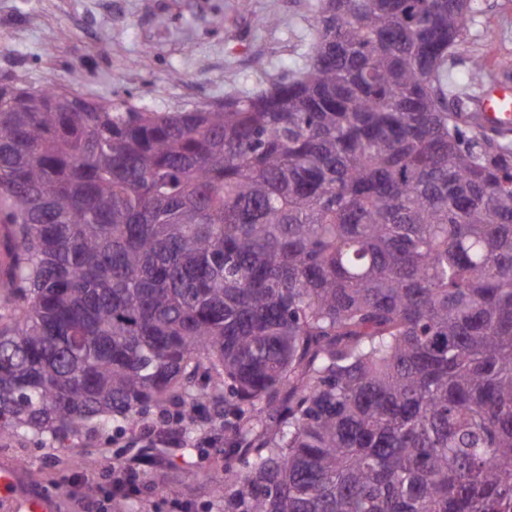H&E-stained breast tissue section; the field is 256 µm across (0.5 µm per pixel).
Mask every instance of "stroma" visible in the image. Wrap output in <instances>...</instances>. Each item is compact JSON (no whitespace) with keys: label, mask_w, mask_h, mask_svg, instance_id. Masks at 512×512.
Masks as SVG:
<instances>
[{"label":"stroma","mask_w":512,"mask_h":512,"mask_svg":"<svg viewBox=\"0 0 512 512\" xmlns=\"http://www.w3.org/2000/svg\"><path fill=\"white\" fill-rule=\"evenodd\" d=\"M468 34L452 54V77L466 83L481 61L483 89L512 86V0H478ZM318 0H0V74L31 88L47 78L91 101L129 100L177 112L270 89L308 62ZM67 38L48 46L52 32ZM155 409L140 411L123 436L81 433L69 455L48 441L0 437V461L28 458L31 486L57 497L62 512H83L100 494L98 476L116 459L139 458V434L158 425ZM197 449L170 453L137 470V492L125 512H224L213 493L224 479V454L209 446L205 418L188 427ZM95 460L85 469V456Z\"/></svg>","instance_id":"35a3bbf8"}]
</instances>
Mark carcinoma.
I'll list each match as a JSON object with an SVG mask.
<instances>
[{
  "label": "carcinoma",
  "instance_id": "carcinoma-1",
  "mask_svg": "<svg viewBox=\"0 0 512 512\" xmlns=\"http://www.w3.org/2000/svg\"><path fill=\"white\" fill-rule=\"evenodd\" d=\"M476 0H320L309 62L155 112L0 76V434L223 408L224 512H512V138ZM477 1L479 10L470 23L468 34L455 47L451 56L452 77L462 86H466L472 62L481 61L485 79L473 92L472 102L479 109V101L483 116L496 120L501 128L510 130L512 94L505 91L480 94L483 89L512 86V70L506 74L501 67L503 61L512 60V0Z\"/></svg>",
  "mask_w": 512,
  "mask_h": 512
}]
</instances>
